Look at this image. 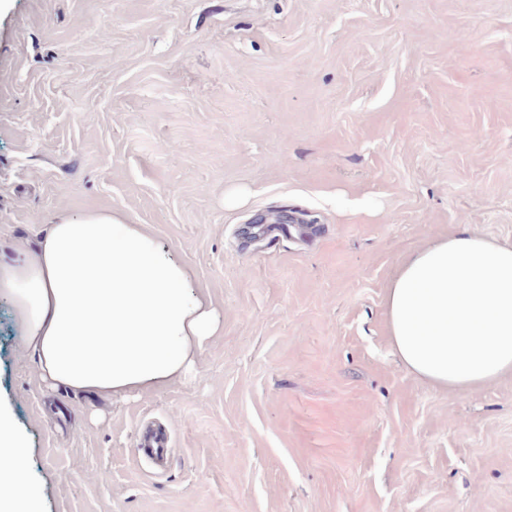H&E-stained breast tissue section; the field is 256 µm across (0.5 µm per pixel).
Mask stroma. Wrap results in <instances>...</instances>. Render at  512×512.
<instances>
[{
  "label": "stroma",
  "instance_id": "1",
  "mask_svg": "<svg viewBox=\"0 0 512 512\" xmlns=\"http://www.w3.org/2000/svg\"><path fill=\"white\" fill-rule=\"evenodd\" d=\"M283 209L320 231L243 242ZM93 211L224 326L174 384L94 398L41 385L0 299L42 512H512V376L434 387L384 305L433 238L512 241V0H0V252Z\"/></svg>",
  "mask_w": 512,
  "mask_h": 512
}]
</instances>
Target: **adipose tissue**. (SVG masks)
<instances>
[{
    "mask_svg": "<svg viewBox=\"0 0 512 512\" xmlns=\"http://www.w3.org/2000/svg\"><path fill=\"white\" fill-rule=\"evenodd\" d=\"M9 300L40 381L123 397L167 387L222 326L183 260L110 212L52 222L21 258L0 254ZM394 353L454 392L512 375V243L461 231L399 266L386 294ZM28 451L0 408V512H41Z\"/></svg>",
    "mask_w": 512,
    "mask_h": 512,
    "instance_id": "obj_1",
    "label": "adipose tissue"
}]
</instances>
